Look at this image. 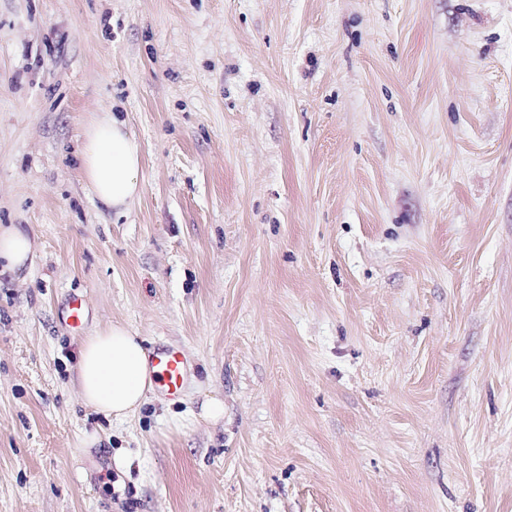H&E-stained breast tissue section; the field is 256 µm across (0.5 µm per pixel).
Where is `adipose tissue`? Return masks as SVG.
I'll return each instance as SVG.
<instances>
[{"label":"adipose tissue","mask_w":512,"mask_h":512,"mask_svg":"<svg viewBox=\"0 0 512 512\" xmlns=\"http://www.w3.org/2000/svg\"><path fill=\"white\" fill-rule=\"evenodd\" d=\"M80 161L85 181L106 208L125 211L139 196L140 147L112 113H101L86 126ZM33 263L27 232L15 224L0 226V268L17 273ZM76 385L84 405L122 421L153 395L158 377L142 339L115 323L82 341Z\"/></svg>","instance_id":"ef3b65f1"}]
</instances>
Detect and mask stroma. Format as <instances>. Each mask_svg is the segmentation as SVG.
Here are the masks:
<instances>
[{"mask_svg":"<svg viewBox=\"0 0 512 512\" xmlns=\"http://www.w3.org/2000/svg\"><path fill=\"white\" fill-rule=\"evenodd\" d=\"M1 224L0 512H512V0H0ZM115 322L189 360L121 422ZM80 161L85 181L106 208L124 212L139 196L140 147L112 113L101 112L86 126ZM0 226V266L19 273L34 263L32 244L27 232L17 224ZM155 372L167 396L179 395L186 373L184 353L164 349L151 356L139 336L121 323H112L82 341L75 384L84 405L123 421L153 396L158 386Z\"/></svg>","mask_w":512,"mask_h":512,"instance_id":"obj_1","label":"stroma"}]
</instances>
